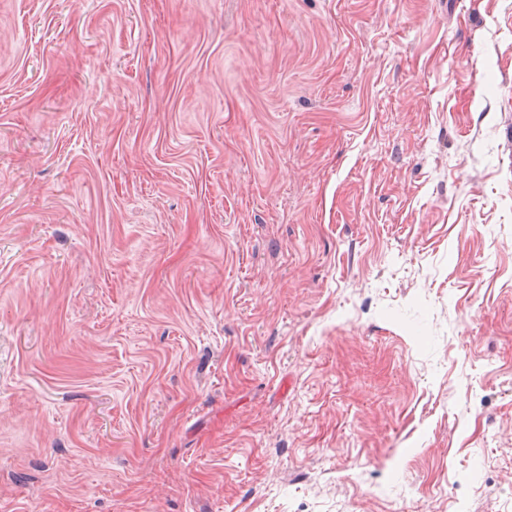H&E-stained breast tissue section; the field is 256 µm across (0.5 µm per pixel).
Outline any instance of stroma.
Here are the masks:
<instances>
[{"mask_svg":"<svg viewBox=\"0 0 512 512\" xmlns=\"http://www.w3.org/2000/svg\"><path fill=\"white\" fill-rule=\"evenodd\" d=\"M0 512H512V0H0Z\"/></svg>","mask_w":512,"mask_h":512,"instance_id":"1","label":"stroma"}]
</instances>
